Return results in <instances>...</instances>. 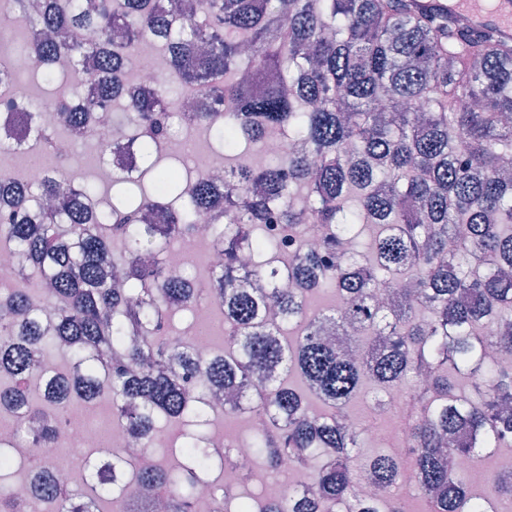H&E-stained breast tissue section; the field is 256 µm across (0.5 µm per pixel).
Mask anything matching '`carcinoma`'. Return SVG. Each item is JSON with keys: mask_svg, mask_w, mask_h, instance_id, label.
Segmentation results:
<instances>
[{"mask_svg": "<svg viewBox=\"0 0 512 512\" xmlns=\"http://www.w3.org/2000/svg\"><path fill=\"white\" fill-rule=\"evenodd\" d=\"M3 19L26 33L18 49L52 70L37 75L55 92L61 124L38 101L1 98L36 139L63 142L92 119L85 89L75 96L80 61L98 58L99 102L112 98L147 167L116 173L110 185L152 174L153 194L100 201L88 223L83 201L101 181L73 191L53 173L34 184L0 180V243L18 261L0 317V403L37 423L51 446L74 400L112 399L116 422L136 438L163 421L180 422L178 471L138 470V484L166 492V512H195L196 473L213 463L206 427L219 387L235 390L238 410L262 421L248 441L253 463L271 470L287 460L305 481L288 493L244 494L252 471H238V492L224 491V512H405L406 473L430 512H492L512 500V471L488 478L474 497L463 481L470 462L512 440V42L473 30L421 0H10ZM161 36L177 77L140 98L116 89L133 68L132 36ZM278 79L267 82L269 73ZM224 109L194 112L227 153L249 152L277 134L295 149L259 168L224 169V209L211 180L194 179L151 157L171 133L188 85ZM211 215L210 237L224 251L208 288L175 277L160 258L166 242L193 233ZM286 224L299 241L294 264L274 260L267 224ZM323 228L318 242L307 225ZM377 235L364 256L357 240ZM323 289L336 303L313 308ZM41 300L34 301L35 295ZM224 308L223 355L202 359L167 327L202 301ZM296 326V339L277 341ZM364 353L345 348L350 337ZM295 369L327 410L315 415L304 395L272 377L270 364ZM468 379L457 392L455 380ZM366 381L382 389L373 410L404 389L412 406L399 447L360 454L365 428L346 423ZM43 495L57 512L83 496L67 491L40 463ZM101 488L119 512H155V499L123 498L112 464L96 465ZM378 490L361 497L362 479ZM0 512H30L0 484Z\"/></svg>", "mask_w": 512, "mask_h": 512, "instance_id": "obj_1", "label": "carcinoma"}]
</instances>
